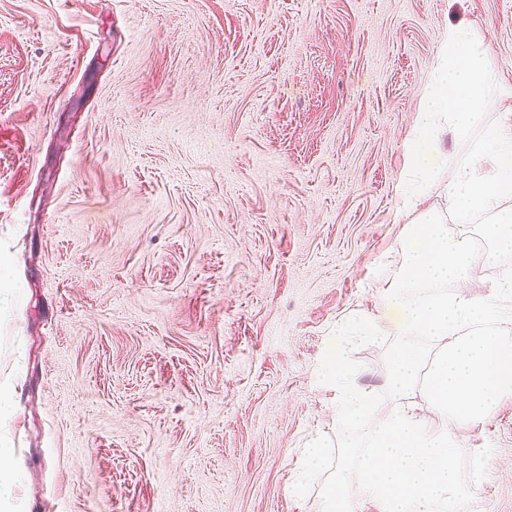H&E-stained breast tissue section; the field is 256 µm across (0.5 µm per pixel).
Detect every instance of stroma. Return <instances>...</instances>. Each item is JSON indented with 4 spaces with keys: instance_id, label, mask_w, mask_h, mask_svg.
<instances>
[{
    "instance_id": "1",
    "label": "stroma",
    "mask_w": 512,
    "mask_h": 512,
    "mask_svg": "<svg viewBox=\"0 0 512 512\" xmlns=\"http://www.w3.org/2000/svg\"><path fill=\"white\" fill-rule=\"evenodd\" d=\"M512 104V0H0V512H320L319 368L386 389L406 141L450 23ZM473 512H512V396Z\"/></svg>"
}]
</instances>
